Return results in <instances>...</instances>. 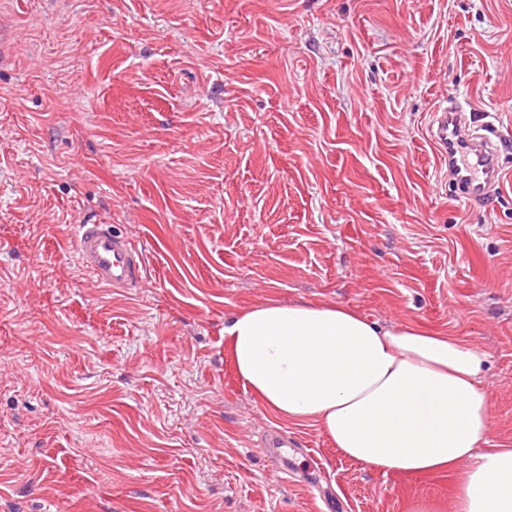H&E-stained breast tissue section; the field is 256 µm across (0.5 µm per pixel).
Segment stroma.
Returning a JSON list of instances; mask_svg holds the SVG:
<instances>
[{"label":"stroma","mask_w":512,"mask_h":512,"mask_svg":"<svg viewBox=\"0 0 512 512\" xmlns=\"http://www.w3.org/2000/svg\"><path fill=\"white\" fill-rule=\"evenodd\" d=\"M451 94L499 146L477 201L427 135ZM94 223L141 287L89 282ZM301 299L481 348L512 448V0H0V512L452 501L239 381L227 319ZM73 240L82 269L97 285L135 288L142 254L125 233L112 224H76Z\"/></svg>","instance_id":"stroma-1"}]
</instances>
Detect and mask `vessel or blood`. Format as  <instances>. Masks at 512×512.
<instances>
[{
    "label": "vessel or blood",
    "instance_id": "obj_1",
    "mask_svg": "<svg viewBox=\"0 0 512 512\" xmlns=\"http://www.w3.org/2000/svg\"><path fill=\"white\" fill-rule=\"evenodd\" d=\"M470 121L456 101L438 107L428 127L432 143L448 154V167L467 198L480 197L486 184L500 181L498 150L482 135L469 133ZM73 240L82 269L94 283L113 289L136 287L142 254L125 233L109 224H78Z\"/></svg>",
    "mask_w": 512,
    "mask_h": 512
}]
</instances>
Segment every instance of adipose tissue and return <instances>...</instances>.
<instances>
[{
    "label": "adipose tissue",
    "instance_id": "adipose-tissue-1",
    "mask_svg": "<svg viewBox=\"0 0 512 512\" xmlns=\"http://www.w3.org/2000/svg\"><path fill=\"white\" fill-rule=\"evenodd\" d=\"M224 334L239 379L276 419L318 425L385 475L454 474L452 504L420 495L403 512H512V448L490 445L485 355L461 337L310 302L252 306Z\"/></svg>",
    "mask_w": 512,
    "mask_h": 512
}]
</instances>
